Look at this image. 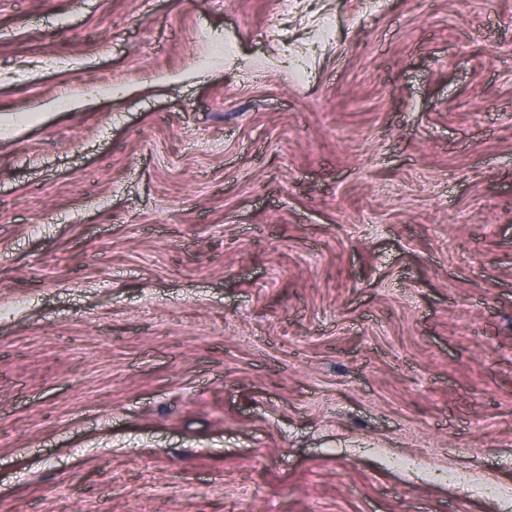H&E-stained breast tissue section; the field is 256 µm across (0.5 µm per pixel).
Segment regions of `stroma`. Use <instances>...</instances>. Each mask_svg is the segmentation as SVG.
Segmentation results:
<instances>
[{
  "label": "stroma",
  "instance_id": "1",
  "mask_svg": "<svg viewBox=\"0 0 512 512\" xmlns=\"http://www.w3.org/2000/svg\"><path fill=\"white\" fill-rule=\"evenodd\" d=\"M332 22V38L313 33ZM0 512H512V0H0ZM36 115L30 112H19L16 114L1 116L0 117V132L4 137L17 138L27 128L33 120L36 119Z\"/></svg>",
  "mask_w": 512,
  "mask_h": 512
}]
</instances>
